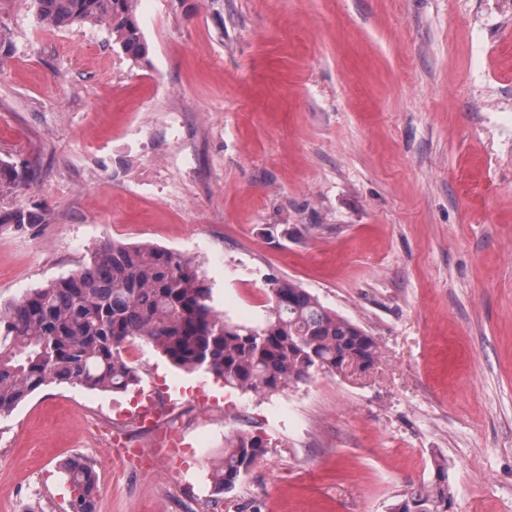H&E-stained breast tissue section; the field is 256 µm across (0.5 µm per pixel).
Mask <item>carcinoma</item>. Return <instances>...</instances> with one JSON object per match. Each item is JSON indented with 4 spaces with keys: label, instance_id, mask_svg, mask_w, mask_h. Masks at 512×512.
<instances>
[{
    "label": "carcinoma",
    "instance_id": "carcinoma-1",
    "mask_svg": "<svg viewBox=\"0 0 512 512\" xmlns=\"http://www.w3.org/2000/svg\"><path fill=\"white\" fill-rule=\"evenodd\" d=\"M33 2L44 26L101 24L130 59L148 56L137 0ZM26 179L25 168L0 161V184ZM42 221L34 211L0 210V224L18 231ZM268 292L272 307L263 325L234 323L212 305V288L191 258L147 243L104 241L79 270L0 305V418L53 383L112 392L136 385L138 371L123 354L135 340L178 368L260 397L318 374L358 380L379 360L373 336L293 281L272 280ZM268 445L251 433L225 438L211 473L213 495L232 492ZM66 475L76 492L70 512H96L93 468L68 465ZM451 504L448 468L436 460L422 491L394 504L392 512H448Z\"/></svg>",
    "mask_w": 512,
    "mask_h": 512
}]
</instances>
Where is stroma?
<instances>
[{
  "label": "stroma",
  "mask_w": 512,
  "mask_h": 512,
  "mask_svg": "<svg viewBox=\"0 0 512 512\" xmlns=\"http://www.w3.org/2000/svg\"><path fill=\"white\" fill-rule=\"evenodd\" d=\"M137 63L106 27L0 0V302L103 241L196 261L258 326L287 279L374 336L366 378L262 398L135 342L125 393L41 388L0 419V512H391L448 465L453 512H512V0H138ZM151 396L154 429L135 399ZM191 442L173 478L155 434ZM269 441L211 495L226 436ZM42 221V214L34 211L22 208L0 210V224H12L18 231L28 229L34 224H40ZM66 475L77 493L74 500H71V512H96V476L93 468L81 463L73 468L70 463L66 465Z\"/></svg>",
  "instance_id": "stroma-1"
}]
</instances>
